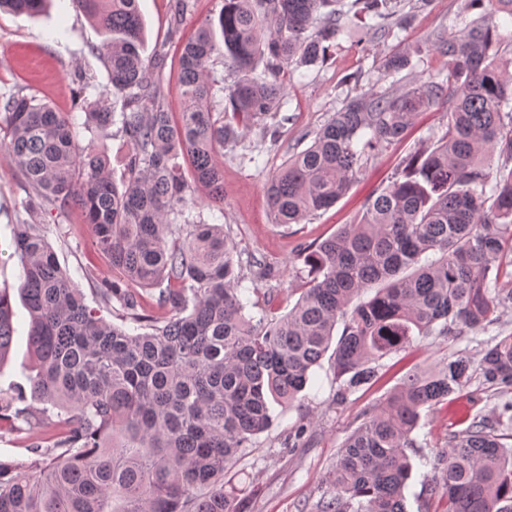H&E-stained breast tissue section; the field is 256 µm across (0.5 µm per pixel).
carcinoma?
I'll return each instance as SVG.
<instances>
[{
	"label": "carcinoma",
	"instance_id": "1",
	"mask_svg": "<svg viewBox=\"0 0 512 512\" xmlns=\"http://www.w3.org/2000/svg\"><path fill=\"white\" fill-rule=\"evenodd\" d=\"M138 2L74 0L105 36L96 51L110 85L92 101L79 93L84 128L114 129L120 181L110 157L79 143L72 114L28 96L0 103L29 205H78L122 281L159 289L148 310L115 283L98 289L141 331L109 322L61 267L47 226L14 225L34 369L30 392L0 404V423L22 432L38 416L61 432L30 448L28 463L0 460V512H240L224 489L226 464L272 425L271 403L300 400L329 349L343 402L416 337L484 332L512 309V72L495 50L497 24L481 17L438 32L432 47L448 58L446 75L354 97L301 136L311 144L266 187L276 224L334 206L370 153L402 140L418 113L449 104L441 137L403 159L356 223L303 248L313 277L295 305L278 316L270 293L256 318L239 297L237 245L224 225L193 214L188 195L198 185L224 201L214 154L244 146L251 129L277 142L285 71L320 63L347 30L343 13L336 0H224L217 21L181 45L184 111L174 120L159 80L166 55L143 56ZM45 3L0 0V9L35 14ZM391 3L350 8L366 35L386 36ZM218 57L234 76L224 101ZM410 65L398 51L383 70L394 77ZM367 288L375 295L351 305ZM15 332L1 287L0 363ZM475 373L494 412H467L448 432L420 512H512V333L481 342L476 363L451 355L436 373L407 372L363 411L318 512H408L421 411L453 405Z\"/></svg>",
	"mask_w": 512,
	"mask_h": 512
}]
</instances>
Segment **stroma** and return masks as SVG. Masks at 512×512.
I'll use <instances>...</instances> for the list:
<instances>
[{
    "label": "stroma",
    "instance_id": "stroma-1",
    "mask_svg": "<svg viewBox=\"0 0 512 512\" xmlns=\"http://www.w3.org/2000/svg\"><path fill=\"white\" fill-rule=\"evenodd\" d=\"M174 0H139L145 23V56L162 52L166 66L160 78L165 88L164 107L171 113L182 110L178 91L180 72L178 45L189 39L206 19L216 17L222 0H189V9L179 33H172ZM403 29L391 38H362L358 29L340 37L331 56L316 66L289 69L284 74L288 121L277 144H261L258 131H251L248 142L256 151L224 149L215 156L224 172V204L215 206L202 189L192 198L204 219L219 217L229 229L242 260H254L270 272V279L245 280L244 300L261 302L267 290H274L279 313H287L299 297L307 268L302 249L331 236L344 224L354 223L364 203L386 187L402 158L433 144L443 132L444 112L421 113L401 141L369 158L349 192L333 207L317 212L300 224H274L265 187L293 152L302 144L299 137L317 131L358 95L388 87L378 65L390 52L408 49L409 73L416 80L444 71L447 60L431 47L433 35L451 25L456 17H480L465 0H401ZM103 40L87 16L71 0H52L48 11L36 17L0 12V96L22 94L52 104L59 112L72 111L73 93L86 87L88 98H96L107 85V72L96 49ZM30 188L8 152L0 148V285L12 294L16 338L7 360L0 364V397L13 395L27 386L30 353L26 342L29 314L19 296L22 268L18 258L9 257L13 226L27 219L24 208ZM40 223L49 227V240L75 286L96 305V288L102 281L117 278L109 261L99 254L90 230L82 222L75 204L40 209ZM479 347L469 337L419 338L411 347L382 361L380 380L344 402L336 401V374L332 358H323L300 402L292 408L273 406V423L260 434L252 448L233 458L224 471V485L236 489L244 512H316V505L329 487L336 456L348 435L361 423L364 409L380 404L397 389L407 371L432 372L448 355L476 357ZM489 397L469 400L461 397L451 409L423 410L420 438L426 439V455L443 447L465 412L491 413ZM303 430L298 447L288 445L295 430Z\"/></svg>",
    "mask_w": 512,
    "mask_h": 512
}]
</instances>
